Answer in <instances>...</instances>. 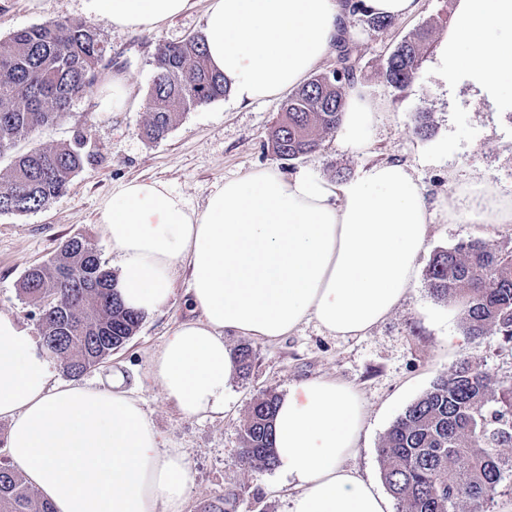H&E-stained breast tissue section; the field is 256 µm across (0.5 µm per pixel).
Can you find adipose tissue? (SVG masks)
I'll return each instance as SVG.
<instances>
[{"label":"adipose tissue","instance_id":"1","mask_svg":"<svg viewBox=\"0 0 512 512\" xmlns=\"http://www.w3.org/2000/svg\"><path fill=\"white\" fill-rule=\"evenodd\" d=\"M113 25L151 30L189 0H85ZM422 0H210L207 56L243 104L300 85L329 48L349 38L356 13L408 18ZM435 70L470 85L499 112L512 80V0H456ZM377 113L351 89L339 136L352 151L372 145ZM450 220L511 224L512 195L473 181L441 203ZM119 256L126 307L152 314L173 296L177 266L189 270L197 319L177 326L153 355L166 399L184 415L224 410L237 369L224 336L273 341L314 318L331 334L358 336L384 321L415 283L430 212L407 165L380 162L328 181L302 168H259L225 181L203 209L159 180L122 183L100 206ZM0 418L8 454L53 512H182L189 463L163 447L140 400L120 387L62 384L32 333L0 312ZM366 413L350 384L298 382L274 417L289 512H389L387 500L350 465Z\"/></svg>","mask_w":512,"mask_h":512}]
</instances>
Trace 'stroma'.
Here are the masks:
<instances>
[{
  "instance_id": "stroma-1",
  "label": "stroma",
  "mask_w": 512,
  "mask_h": 512,
  "mask_svg": "<svg viewBox=\"0 0 512 512\" xmlns=\"http://www.w3.org/2000/svg\"><path fill=\"white\" fill-rule=\"evenodd\" d=\"M455 0H423L421 12L396 21L381 33L355 17L358 40L350 47L357 59L356 81L382 108L369 152L355 153L339 136L322 138L318 149L294 161L280 160L268 137L283 104L273 98L248 106L226 96L189 112L162 140H144L139 129L147 118V94L152 61L159 44L177 43L204 32L209 0H190L187 10L151 31L112 26L88 11L85 0H0V38L37 25L68 22L99 33L112 54V75L129 88L124 107L106 109L105 85L76 100L54 126L18 141L23 153L37 146L67 142L78 127H90L92 138L106 157L101 165L76 174L67 191L47 208L28 214L0 215V311L35 329L40 300L23 294L20 282L36 265L51 260L72 237L85 239L106 268L118 272V256L99 223L105 198L129 180H162L202 208L225 180L246 177L259 168L285 173L306 167L336 180L351 178L380 161L409 166L434 211L428 250L418 265L417 280L405 299L382 323L363 336L329 335L316 320L303 322L290 335L275 341L230 336L231 348L253 350L249 377L233 375L224 392L223 413L206 418L182 416L167 401L150 376L153 354L180 323L190 319L186 305L188 277L178 270L174 296L164 310L144 315L128 344L113 352L81 380L99 387L120 382L139 398L166 446L181 449L190 464L184 512H204L229 489L238 490L236 512H289L288 484L278 470L246 468L239 464V429L250 404L263 392L286 396L299 381L331 377L358 390L367 413L366 433L351 465L363 477L381 483L376 448L392 422L441 375L466 356L483 364L495 377L512 375V343L497 333L467 341L456 308L435 302L426 286L433 252L449 249L470 238H483L512 247V224H471L448 221L437 205L451 196L449 180H479L512 194V112H497L472 87L435 72L434 47L446 35ZM433 23L431 48L418 76L404 91L385 86L383 71L394 45L426 23ZM430 116L431 136L413 132L417 113Z\"/></svg>"
}]
</instances>
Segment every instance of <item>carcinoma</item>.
<instances>
[{"label": "carcinoma", "instance_id": "1", "mask_svg": "<svg viewBox=\"0 0 512 512\" xmlns=\"http://www.w3.org/2000/svg\"><path fill=\"white\" fill-rule=\"evenodd\" d=\"M431 35L427 25L395 44L383 72L387 87L402 91L415 80ZM346 51L342 48L336 71L315 75L283 104L270 136L279 159L311 154L321 136L339 129L345 89L355 78ZM107 56L99 34L81 25L32 26L0 38V156L19 139L56 124L75 100L90 93V73ZM229 92L224 76L208 66L203 36L161 44L141 136L163 139L188 112ZM104 161L88 127L75 129L60 146L15 156L0 182V214L45 208L75 174ZM426 283L434 300L459 309L469 341L495 331L512 342V248L481 238L461 241L433 255ZM114 285L111 271L80 237L66 240L48 264L24 275L20 290L44 302L36 318L42 344L66 375L79 376L99 365L139 328L142 315L124 306ZM278 401L268 392L249 406L240 425L241 465L276 466ZM377 455L398 512H488L504 474L512 472V378H493L482 365L460 359L396 417ZM0 512L52 508L21 471L5 464L0 466Z\"/></svg>", "mask_w": 512, "mask_h": 512}]
</instances>
